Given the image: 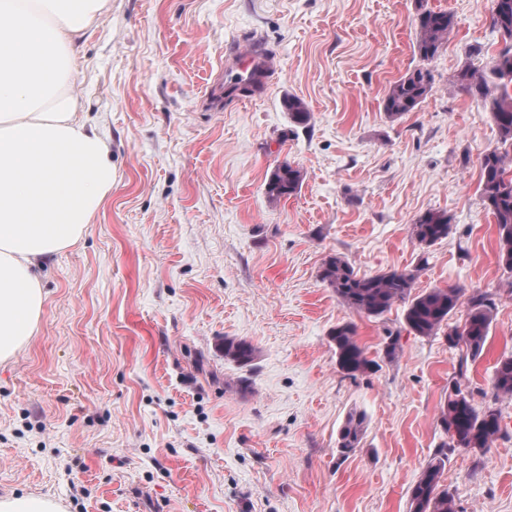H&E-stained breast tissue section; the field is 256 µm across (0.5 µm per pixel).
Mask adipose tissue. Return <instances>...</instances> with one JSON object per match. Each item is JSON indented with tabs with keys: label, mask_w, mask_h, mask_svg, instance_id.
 <instances>
[{
	"label": "adipose tissue",
	"mask_w": 512,
	"mask_h": 512,
	"mask_svg": "<svg viewBox=\"0 0 512 512\" xmlns=\"http://www.w3.org/2000/svg\"><path fill=\"white\" fill-rule=\"evenodd\" d=\"M108 0H0V361L31 336L40 270L112 191L110 148L65 90Z\"/></svg>",
	"instance_id": "1"
}]
</instances>
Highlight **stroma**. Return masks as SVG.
I'll use <instances>...</instances> for the list:
<instances>
[{
	"mask_svg": "<svg viewBox=\"0 0 512 512\" xmlns=\"http://www.w3.org/2000/svg\"><path fill=\"white\" fill-rule=\"evenodd\" d=\"M422 5L457 21L429 60L415 49ZM504 46L492 0H109L66 90L109 140L116 180L82 240L42 269L33 336L0 361V498L62 512H408L446 439L449 386L483 405L512 354V271L478 191L498 133L453 83ZM245 56L261 60V87L225 89ZM422 67L428 95L390 119V84ZM285 162L301 189L275 200L266 184ZM429 210L452 224L424 252L411 227ZM423 253L415 292L464 293L451 323L468 295L493 296L480 357L405 331L404 303L350 311L320 276L332 256L374 275ZM343 323L374 362L354 378L331 341ZM228 338L255 346L251 366L225 360ZM499 408L488 450L448 451L439 486L458 512H512V399ZM355 409L367 425L344 458ZM366 414L361 411L350 412L343 426L341 427L338 439L337 450L341 456L346 457L355 453L360 448L366 426Z\"/></svg>",
	"mask_w": 512,
	"mask_h": 512,
	"instance_id": "35a3bbf8",
	"label": "stroma"
}]
</instances>
